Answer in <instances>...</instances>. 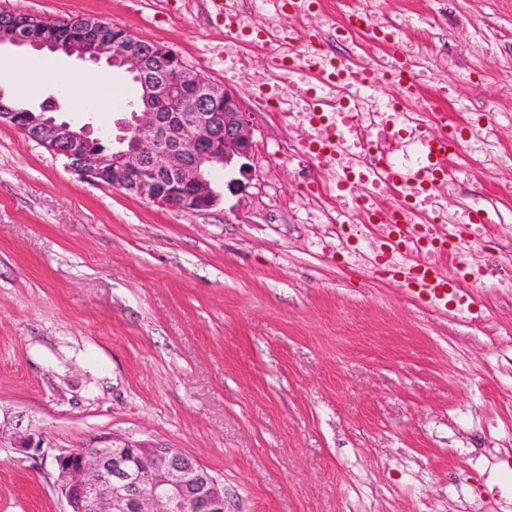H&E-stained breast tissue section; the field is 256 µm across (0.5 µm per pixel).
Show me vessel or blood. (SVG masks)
Masks as SVG:
<instances>
[{
  "label": "vessel or blood",
  "mask_w": 512,
  "mask_h": 512,
  "mask_svg": "<svg viewBox=\"0 0 512 512\" xmlns=\"http://www.w3.org/2000/svg\"><path fill=\"white\" fill-rule=\"evenodd\" d=\"M261 2L274 15L294 20L310 12L309 0ZM256 36L270 55L264 85L286 82L300 71L310 79L303 150L317 173L340 192L364 190L374 183L392 188V201L374 199L366 205L367 223L379 228L372 266L403 279L424 304H447L455 290L438 259L471 251L465 227L484 224L485 216L471 208L459 218L444 208L439 219L429 221L421 204L455 182L449 157L463 141L480 135V128H461L451 135L446 128L422 121L411 108L389 105L374 112L369 125L380 131V139L360 144L356 134L367 126L362 121L366 97L383 78L392 85L409 84L411 56L391 45L381 70L340 62L326 51L322 35L310 28L302 31L291 25L275 35L260 30Z\"/></svg>",
  "instance_id": "1"
}]
</instances>
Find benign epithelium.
I'll return each mask as SVG.
<instances>
[{"label": "benign epithelium", "instance_id": "7a95c632", "mask_svg": "<svg viewBox=\"0 0 512 512\" xmlns=\"http://www.w3.org/2000/svg\"><path fill=\"white\" fill-rule=\"evenodd\" d=\"M62 52L123 70L138 96L119 123L118 146L93 149L90 126L57 118L62 92L34 112L0 100L7 122L62 155L68 167L98 185L202 213L219 200L212 168L250 157L254 123L239 97L189 68L169 47L129 33L119 44L91 16L62 44L47 17L25 13L0 20V46ZM67 512H224V489L192 455L166 443L105 437L53 456Z\"/></svg>", "mask_w": 512, "mask_h": 512}]
</instances>
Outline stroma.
Listing matches in <instances>:
<instances>
[{"mask_svg": "<svg viewBox=\"0 0 512 512\" xmlns=\"http://www.w3.org/2000/svg\"><path fill=\"white\" fill-rule=\"evenodd\" d=\"M431 53L415 100L447 86L445 121L485 120L484 140L443 201L477 206L512 239V0H355ZM0 10L92 15L163 44L240 98L254 121L251 173L211 175L204 214L88 182L63 157L0 123V512H65L52 458L91 437L164 442L224 489L225 512H452L455 479L485 512H512V461L472 465L475 448H512V264L444 271L472 312L423 305L371 268L368 238L336 235L326 209L297 199V126L252 97L267 66L249 43L240 68L206 0H0ZM51 76L96 64L1 48ZM239 180L228 189L229 180ZM42 439L20 448L18 434Z\"/></svg>", "mask_w": 512, "mask_h": 512, "instance_id": "stroma-1", "label": "stroma"}]
</instances>
